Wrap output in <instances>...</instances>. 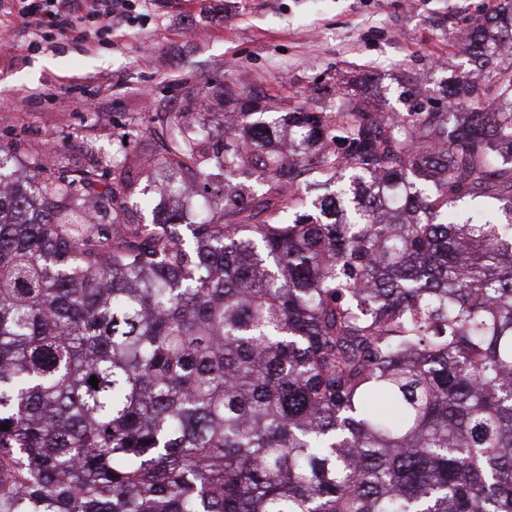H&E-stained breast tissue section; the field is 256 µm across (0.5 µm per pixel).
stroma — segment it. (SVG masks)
Wrapping results in <instances>:
<instances>
[{
  "label": "stroma",
  "mask_w": 512,
  "mask_h": 512,
  "mask_svg": "<svg viewBox=\"0 0 512 512\" xmlns=\"http://www.w3.org/2000/svg\"><path fill=\"white\" fill-rule=\"evenodd\" d=\"M496 0H137L111 34L59 33L30 50L0 25V144L18 174L34 159L70 173L153 150L152 117L203 108L198 131L224 138V89L330 103L357 84L371 111L402 112L403 84L437 95L470 70V24Z\"/></svg>",
  "instance_id": "35a3bbf8"
}]
</instances>
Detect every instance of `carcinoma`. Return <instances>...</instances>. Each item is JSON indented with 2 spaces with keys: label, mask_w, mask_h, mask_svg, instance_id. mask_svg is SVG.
I'll return each instance as SVG.
<instances>
[{
  "label": "carcinoma",
  "mask_w": 512,
  "mask_h": 512,
  "mask_svg": "<svg viewBox=\"0 0 512 512\" xmlns=\"http://www.w3.org/2000/svg\"><path fill=\"white\" fill-rule=\"evenodd\" d=\"M466 49L439 107L274 95L25 185L1 144L0 512H512V0ZM162 176L223 222L127 223Z\"/></svg>",
  "instance_id": "carcinoma-1"
}]
</instances>
